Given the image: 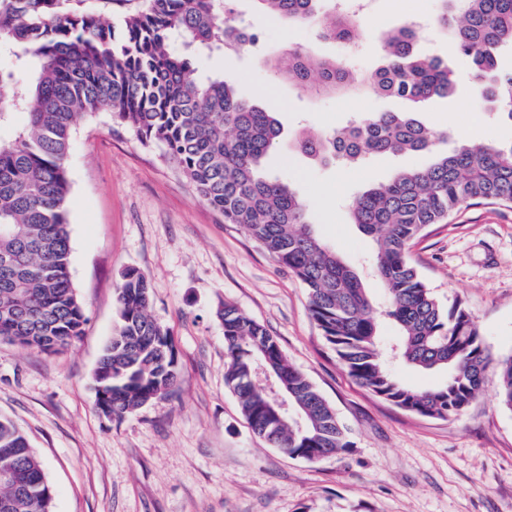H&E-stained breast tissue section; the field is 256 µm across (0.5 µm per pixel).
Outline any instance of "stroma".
I'll return each mask as SVG.
<instances>
[{
    "mask_svg": "<svg viewBox=\"0 0 512 512\" xmlns=\"http://www.w3.org/2000/svg\"><path fill=\"white\" fill-rule=\"evenodd\" d=\"M431 0H371L353 63L361 74L382 59L379 36ZM235 14L260 32L269 54L300 48L338 56L312 26H289L235 0ZM420 51L453 70L456 88L419 107L367 94L319 95L257 65L247 53L195 57L196 76L236 77L244 99L273 109L282 141L265 163L291 183L321 238L363 276L373 244L349 204L369 185L428 164L423 153L367 166L316 164L291 142L304 128L343 127L374 112L415 111L447 136L507 146L512 122L479 99L472 67L439 28ZM71 279L87 322L68 350L42 353L0 342V416L13 420L46 464L53 512H512V410L493 383L461 415L429 418L357 385L308 311L302 283L241 227L207 206L156 143L96 112L75 128L68 161ZM420 275L444 306L462 301L492 356L512 353V208L478 204L431 226L411 248ZM151 285L153 318L173 337L179 380L172 396L123 419L96 406L93 375L118 316L114 290L128 269ZM233 304L263 325L289 363L333 406L354 443L346 455L311 463L252 432L224 384V326Z\"/></svg>",
    "mask_w": 512,
    "mask_h": 512,
    "instance_id": "1",
    "label": "stroma"
}]
</instances>
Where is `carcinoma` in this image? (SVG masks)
Wrapping results in <instances>:
<instances>
[{"instance_id": "carcinoma-1", "label": "carcinoma", "mask_w": 512, "mask_h": 512, "mask_svg": "<svg viewBox=\"0 0 512 512\" xmlns=\"http://www.w3.org/2000/svg\"><path fill=\"white\" fill-rule=\"evenodd\" d=\"M70 0H0V51L30 78L0 99V341L43 353L70 347L83 334V306L71 280L66 160L83 116L110 112L144 143L161 144L201 199L236 224L308 292L309 310L345 372L358 384L415 414L448 418L464 412L496 377L498 403L512 410V354L493 359L470 312L446 308L410 258L415 239L446 224L465 205L512 208V145L462 142L440 149L443 137L411 112H378L329 133L306 130L296 150L313 162L363 165L400 152L431 153L432 162L401 170L350 204L353 223L374 244V276L386 290L384 315L398 327L391 343L378 333L376 305L363 280L316 233L306 205L287 182L264 173L282 128L276 113L251 104L233 77L194 76L173 41L211 54L242 51L259 40L237 22L224 0H146L120 25ZM277 20L313 25L333 43L356 38L357 23L319 0H256ZM437 24L474 69L482 98L512 121V71L497 67L499 49L512 47V0H440ZM418 34L401 26L384 35L383 63L364 86L381 97L414 104L448 96L453 73L417 51ZM266 65L319 93L351 90L352 75L335 58L307 62L288 50ZM26 122L13 126L14 111ZM118 325L105 343L99 371L106 408L121 419L173 393L179 378L169 330L150 313L151 285L127 270L115 289ZM224 323L225 386L237 397L252 431L274 448L310 462L352 451L354 443L334 408L289 362L278 342L236 306L218 312ZM277 371L298 419H283L256 383L257 362ZM400 362L444 370L447 381L413 388L395 375ZM0 512H52L54 491L45 463L15 424L0 417Z\"/></svg>"}]
</instances>
